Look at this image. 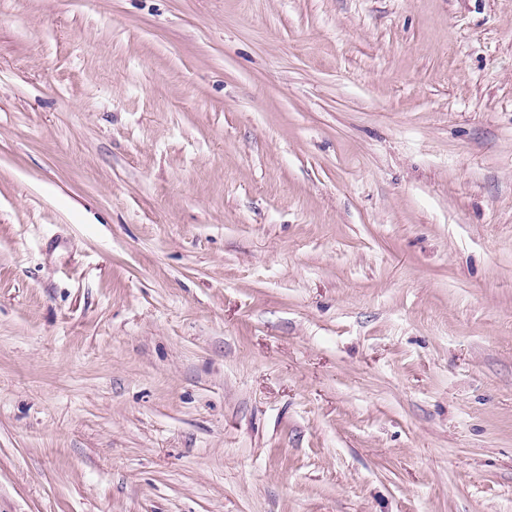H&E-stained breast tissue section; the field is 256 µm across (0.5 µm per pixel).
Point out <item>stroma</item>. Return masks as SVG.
Returning a JSON list of instances; mask_svg holds the SVG:
<instances>
[{
	"mask_svg": "<svg viewBox=\"0 0 512 512\" xmlns=\"http://www.w3.org/2000/svg\"><path fill=\"white\" fill-rule=\"evenodd\" d=\"M0 512H512V0H0Z\"/></svg>",
	"mask_w": 512,
	"mask_h": 512,
	"instance_id": "35a3bbf8",
	"label": "stroma"
}]
</instances>
